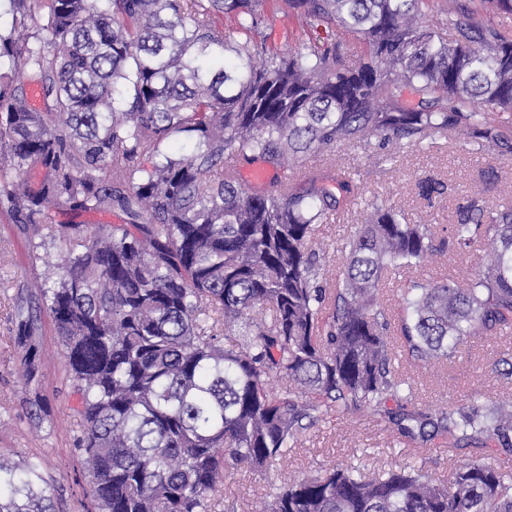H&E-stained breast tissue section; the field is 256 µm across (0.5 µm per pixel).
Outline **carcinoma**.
Masks as SVG:
<instances>
[{
    "label": "carcinoma",
    "mask_w": 512,
    "mask_h": 512,
    "mask_svg": "<svg viewBox=\"0 0 512 512\" xmlns=\"http://www.w3.org/2000/svg\"><path fill=\"white\" fill-rule=\"evenodd\" d=\"M108 2L11 0L30 33H0V61L29 68L51 99L36 112L0 74V213L30 258L52 212L125 216L95 232L57 225L51 243L65 263L20 300L13 326L31 382L42 315L51 319L75 381L95 512H213L226 474L266 470L333 407H368L401 439L511 452L512 401L427 413L395 366L399 350L426 366L512 329V205L487 206L492 180L464 195L446 241L373 205L336 247L344 270L333 281L312 243L337 194L353 193L349 173L333 166L298 190L254 192L240 169L292 170L371 136L414 146L457 133L512 153V125L491 119L512 116V35L484 15L512 13V0L480 10L451 0L436 28L419 24L429 0ZM270 2L309 30L358 38L363 60L347 65L339 42H302L287 56L258 47ZM179 134L192 144L181 154ZM477 239L488 253L468 283L410 282L390 323L377 306L388 272ZM256 308L269 317L254 321ZM211 321L237 343L224 346ZM41 470L37 458L0 460V512H55ZM263 512H512V476L473 461L446 487L414 465L378 477L335 466L283 483Z\"/></svg>",
    "instance_id": "obj_1"
}]
</instances>
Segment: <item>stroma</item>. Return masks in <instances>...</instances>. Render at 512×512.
<instances>
[{
	"label": "stroma",
	"mask_w": 512,
	"mask_h": 512,
	"mask_svg": "<svg viewBox=\"0 0 512 512\" xmlns=\"http://www.w3.org/2000/svg\"><path fill=\"white\" fill-rule=\"evenodd\" d=\"M333 164L351 173L356 190L341 206L335 222L318 228L314 247L324 251L323 265L331 277L342 262L337 244L353 234L372 202L392 203L403 210L409 223L425 222L439 229L453 222L462 196L480 185L488 170L497 175L496 187L487 195L489 206L512 202V156L484 152L449 135H435L418 148L384 144L376 137L365 144H341L331 155L305 158L294 182L302 184L307 176ZM425 178L443 184V194L423 197L419 183ZM482 257L483 247L477 242L465 254L449 248L419 267L393 271L377 295V305L389 318H396L409 281L448 278L464 283ZM61 261L54 248L30 260L25 241L14 236L0 216V455L39 457L56 512H90L89 477L75 450L82 427L72 412L74 382L63 349L52 329H45L40 381L27 383L20 371L22 350L10 331L17 294L33 293ZM511 353L512 334L473 339L455 363L446 366L414 371L405 355H398L397 361L413 387L414 403L435 410L467 407L480 397L512 400V380L505 376L512 368L505 362ZM472 459L512 473V454L498 448L456 447L437 439L417 454L384 430L371 409L346 413L335 408L300 432L296 448L286 459L263 472L231 473L213 499L216 512H233L237 506L245 512H260L271 483L288 475L316 476L325 468L343 465L364 467L366 475L374 476L407 463L422 466L431 478L444 482L457 464Z\"/></svg>",
	"instance_id": "stroma-1"
}]
</instances>
